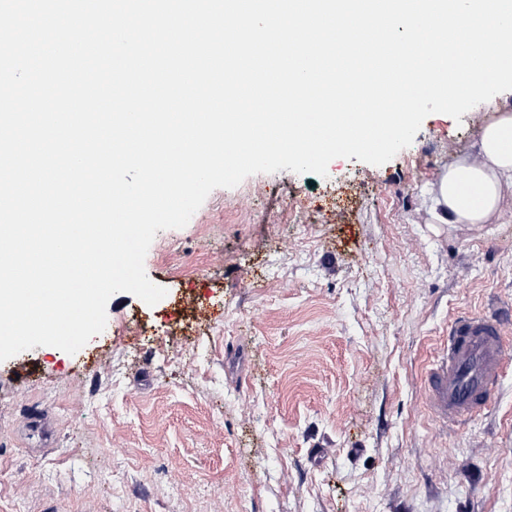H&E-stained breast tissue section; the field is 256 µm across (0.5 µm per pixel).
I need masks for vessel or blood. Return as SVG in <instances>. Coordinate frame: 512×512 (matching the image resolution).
I'll list each match as a JSON object with an SVG mask.
<instances>
[{"instance_id": "b4317fda", "label": "vessel or blood", "mask_w": 512, "mask_h": 512, "mask_svg": "<svg viewBox=\"0 0 512 512\" xmlns=\"http://www.w3.org/2000/svg\"><path fill=\"white\" fill-rule=\"evenodd\" d=\"M500 313H460L448 327V345L430 368L426 402L434 421L463 423L491 405L508 366L512 346Z\"/></svg>"}]
</instances>
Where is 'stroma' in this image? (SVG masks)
Segmentation results:
<instances>
[{"label":"stroma","mask_w":512,"mask_h":512,"mask_svg":"<svg viewBox=\"0 0 512 512\" xmlns=\"http://www.w3.org/2000/svg\"><path fill=\"white\" fill-rule=\"evenodd\" d=\"M500 110L512 91L157 231L162 300L116 293L77 353L0 362V512H512V367L462 426L424 403L450 316L512 305V188L486 223L436 219Z\"/></svg>","instance_id":"stroma-1"}]
</instances>
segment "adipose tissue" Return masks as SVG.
Returning a JSON list of instances; mask_svg holds the SVG:
<instances>
[{
    "instance_id": "adipose-tissue-1",
    "label": "adipose tissue",
    "mask_w": 512,
    "mask_h": 512,
    "mask_svg": "<svg viewBox=\"0 0 512 512\" xmlns=\"http://www.w3.org/2000/svg\"><path fill=\"white\" fill-rule=\"evenodd\" d=\"M480 161H464L442 179L437 219L443 224H482L496 212L504 189L512 187V113L503 112L480 134ZM473 192L464 202V192Z\"/></svg>"
}]
</instances>
